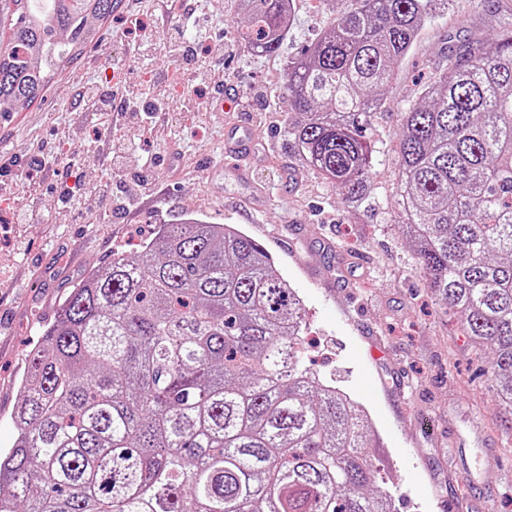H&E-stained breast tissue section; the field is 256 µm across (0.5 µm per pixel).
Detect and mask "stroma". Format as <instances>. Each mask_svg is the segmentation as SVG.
Returning <instances> with one entry per match:
<instances>
[{"instance_id":"obj_1","label":"stroma","mask_w":512,"mask_h":512,"mask_svg":"<svg viewBox=\"0 0 512 512\" xmlns=\"http://www.w3.org/2000/svg\"><path fill=\"white\" fill-rule=\"evenodd\" d=\"M296 3L280 53L266 56L236 38L239 0H179L200 18L183 30L160 0H127L123 13L94 21L98 39L55 71L43 96L0 126V450L15 438L30 352L70 288L113 253L138 250L159 225L194 216L255 239L301 297L304 363L365 405L395 512H482L486 493L495 512H512V414L483 373L490 352L471 348L458 312L426 286L395 168L402 108L456 45L511 30L512 0H448L424 27L386 89L390 108L373 118L372 191L355 209L283 145L286 61L342 7ZM136 12L148 25L139 37L128 31ZM217 74L236 111L199 109ZM91 91L122 93L130 108L93 113ZM166 97L176 110L141 140L139 109ZM233 126L253 140L244 178L224 155ZM147 155L155 164L146 189L118 207ZM484 444L494 462L477 475L463 458Z\"/></svg>"}]
</instances>
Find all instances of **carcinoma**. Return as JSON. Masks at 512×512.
Segmentation results:
<instances>
[{
	"mask_svg": "<svg viewBox=\"0 0 512 512\" xmlns=\"http://www.w3.org/2000/svg\"><path fill=\"white\" fill-rule=\"evenodd\" d=\"M287 61L288 150L345 206L371 190L372 118L446 0H350ZM114 0H0V122L80 54ZM280 52L295 0H240ZM406 238L512 410V30L460 45L404 109ZM303 304L230 224H162L75 283L0 451V512H392L363 406L304 366Z\"/></svg>",
	"mask_w": 512,
	"mask_h": 512,
	"instance_id": "carcinoma-1",
	"label": "carcinoma"
}]
</instances>
